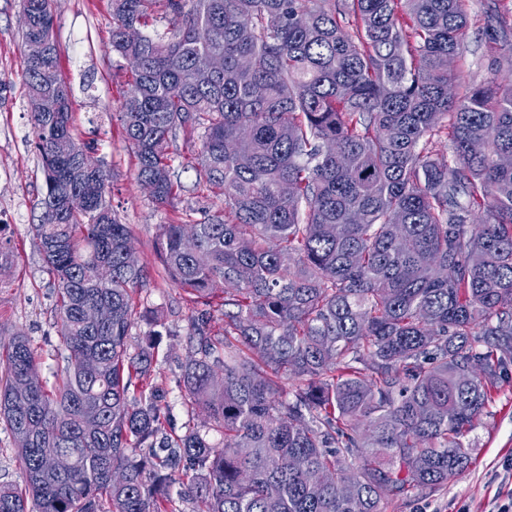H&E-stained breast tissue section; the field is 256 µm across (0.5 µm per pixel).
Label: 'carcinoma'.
<instances>
[{
  "label": "carcinoma",
  "mask_w": 512,
  "mask_h": 512,
  "mask_svg": "<svg viewBox=\"0 0 512 512\" xmlns=\"http://www.w3.org/2000/svg\"><path fill=\"white\" fill-rule=\"evenodd\" d=\"M110 2L137 182L159 204L179 197L174 143L189 130L197 183L224 198L158 235L164 274L203 305L183 385L224 444L165 432L153 348L129 347L147 273L126 264L107 171L80 164L53 0H21L23 41L47 42L23 76L68 367L47 390L26 335L8 346L0 421L26 485L0 486V512H103L105 497L110 512H175L157 487L181 466L198 512H388L464 473L465 437L512 364V168L497 163L512 154V80L462 85L444 65L462 52L466 0ZM159 12L171 28L147 32ZM488 48L512 75L499 15ZM213 55L224 70L207 75ZM45 95L61 111H38ZM14 263L0 239V283ZM97 306L108 315L88 321ZM54 452L71 465L45 470Z\"/></svg>",
  "instance_id": "obj_1"
}]
</instances>
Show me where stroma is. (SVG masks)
Here are the masks:
<instances>
[{"instance_id":"1","label":"stroma","mask_w":512,"mask_h":512,"mask_svg":"<svg viewBox=\"0 0 512 512\" xmlns=\"http://www.w3.org/2000/svg\"><path fill=\"white\" fill-rule=\"evenodd\" d=\"M57 40L63 75L72 87L74 129L80 141L95 148L109 174V198L122 223L133 232V246L148 272L136 290L135 324L130 344L153 341L152 378L169 404L171 435L202 425L204 413L187 397L182 370L192 355V307L163 274L157 250L158 227L181 221L201 222L224 205L222 199L196 189V174L183 169L181 198L159 206L135 180V159L122 136L118 112L126 89L127 64L112 50L109 0H55ZM488 0H467L470 24L454 68L461 81L493 80L496 63L484 32ZM23 40L20 0H0V215L6 216L0 236L9 240L16 262L6 287L0 288V355L11 335L26 332L41 363L48 389L60 383L67 366L56 316V292L38 248L34 205L44 178L28 120L22 82ZM474 456L469 468L438 491L388 512H497L512 494V368L475 420L467 437Z\"/></svg>"}]
</instances>
